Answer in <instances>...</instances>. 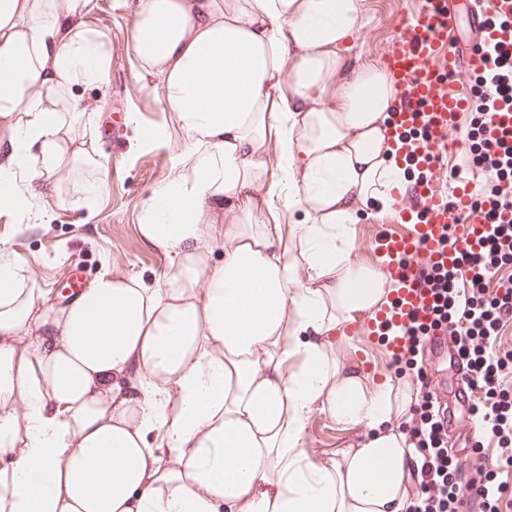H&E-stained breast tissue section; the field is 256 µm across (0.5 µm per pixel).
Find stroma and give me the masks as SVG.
Returning a JSON list of instances; mask_svg holds the SVG:
<instances>
[{"label": "stroma", "mask_w": 512, "mask_h": 512, "mask_svg": "<svg viewBox=\"0 0 512 512\" xmlns=\"http://www.w3.org/2000/svg\"><path fill=\"white\" fill-rule=\"evenodd\" d=\"M362 2V25L348 59L356 67L381 69L388 43L401 24L419 15L424 0ZM131 23L130 0H94L85 24L98 35L111 68L103 81L79 82L71 88L72 99L94 112L91 125L77 128L72 140L99 154L106 166L104 189L88 195L84 185L95 173L82 168L62 176L60 194L44 203L42 218L0 211V254L26 260L40 287L52 290L74 276L86 284L107 270L150 284L175 264L171 252L143 240L137 224L146 196L174 176V160L184 150L185 139L172 113L164 110L154 77L131 57ZM138 125L159 130V138L147 145L136 144L134 128ZM406 230L389 208L357 221L351 261L379 265L376 239ZM333 351L342 360L361 363L371 383L383 378L397 382L407 370L405 362L397 360L379 337L368 335L358 319L340 326ZM438 363V358L426 359L428 385L423 390L413 389L414 402L422 404L423 394L428 393L454 405L458 427L448 441L460 448L479 420L457 400L461 386L457 367L442 371ZM364 434V429L337 425L317 409L306 422L304 448L311 459L327 462Z\"/></svg>", "instance_id": "1"}]
</instances>
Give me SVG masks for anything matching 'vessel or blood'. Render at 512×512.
Here are the masks:
<instances>
[{"mask_svg":"<svg viewBox=\"0 0 512 512\" xmlns=\"http://www.w3.org/2000/svg\"><path fill=\"white\" fill-rule=\"evenodd\" d=\"M505 16H512V0H489L487 8L472 11L476 40L512 41V26L494 23L495 18ZM460 26L461 18L449 0H426L423 14L400 27L387 51V72L400 87L392 130L402 136L418 129L416 161L425 175L397 194L398 215L411 223V231L377 241L378 249L390 258L384 274L387 280L398 282L399 289L391 306L372 311L366 320L373 335L389 323H431L432 297L425 274L435 267L452 269L476 263L484 255L492 217L484 209L454 207L439 189L444 174L439 148L449 144L454 116L463 108L461 101L448 95L444 78L471 76L484 67L481 52L465 53L458 48L455 36ZM456 221L464 226L462 236L455 244L441 247L446 227Z\"/></svg>","mask_w":512,"mask_h":512,"instance_id":"1","label":"vessel or blood"}]
</instances>
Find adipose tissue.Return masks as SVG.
Segmentation results:
<instances>
[{
	"mask_svg": "<svg viewBox=\"0 0 512 512\" xmlns=\"http://www.w3.org/2000/svg\"><path fill=\"white\" fill-rule=\"evenodd\" d=\"M92 7L0 0V209L36 211L82 162L88 192L104 186L67 146L72 86L110 67ZM360 27V0H136L131 52L187 142L138 231L176 263L152 286L103 272L58 308L0 259V512H403L416 454L392 421L411 389L327 349L390 297L350 261L352 226L393 205L406 168L395 85L344 59ZM281 198L305 219L293 246ZM317 408L366 430L327 463L303 448Z\"/></svg>",
	"mask_w": 512,
	"mask_h": 512,
	"instance_id": "adipose-tissue-1",
	"label": "adipose tissue"
}]
</instances>
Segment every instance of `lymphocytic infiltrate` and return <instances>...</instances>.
<instances>
[{"label": "lymphocytic infiltrate", "instance_id": "lymphocytic-infiltrate-1", "mask_svg": "<svg viewBox=\"0 0 512 512\" xmlns=\"http://www.w3.org/2000/svg\"><path fill=\"white\" fill-rule=\"evenodd\" d=\"M494 66L478 74L482 93L466 109L478 113L468 133L470 146L463 159L473 179L490 184L486 199L492 213H512V153L499 155L486 146L484 115L497 100L512 101V55L501 52ZM512 262V222L499 225L483 263L446 273L435 310L458 357L478 376L481 397L471 407L481 416L499 446L494 458L474 453L468 459L466 485L482 496L479 512H512L506 478L512 474V361L493 358L490 350L505 321L512 317V286L492 288L502 265ZM410 438L421 455L411 474L405 512H463L462 485L457 482L459 462L449 453L441 422L433 411L413 415ZM503 481L493 482V473Z\"/></svg>", "mask_w": 512, "mask_h": 512}]
</instances>
